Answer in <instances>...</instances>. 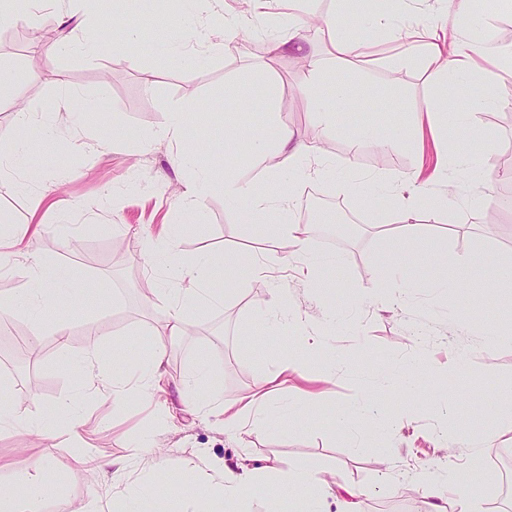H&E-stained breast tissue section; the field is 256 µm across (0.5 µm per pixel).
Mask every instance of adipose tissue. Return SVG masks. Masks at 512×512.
Returning <instances> with one entry per match:
<instances>
[{
  "instance_id": "adipose-tissue-1",
  "label": "adipose tissue",
  "mask_w": 512,
  "mask_h": 512,
  "mask_svg": "<svg viewBox=\"0 0 512 512\" xmlns=\"http://www.w3.org/2000/svg\"><path fill=\"white\" fill-rule=\"evenodd\" d=\"M305 20H297L275 30L265 42V52L273 59L292 54L303 62L305 80L300 93L309 111L314 112L321 127L335 131L336 118L343 112L356 111L357 105L350 98L347 86L335 79L333 72L307 53L304 34ZM448 33L431 32L429 41L421 45H406L398 55L399 62L422 61L437 80L439 88H446L449 78H456V93L469 96L474 92L471 78L480 70L470 49L452 48L448 45ZM328 88V95H321V88ZM277 91L272 85L264 87V110L267 118L253 127L248 135V155L261 169L260 183L242 181L236 177L238 149L234 139L224 141L223 157L199 165L192 181L183 191L186 210L192 217H200V200L205 190L219 188L224 192L225 201L235 204L249 199L250 208L242 217L249 224L253 236L274 243L277 253L288 257H311L310 232L306 227L293 223L290 216L296 208V184L307 171L321 174L327 170L326 156L321 147L295 138L286 121L279 116L276 103ZM454 101L440 97L438 106L426 107L424 120L416 121L411 144L416 150H423L425 137H432L439 154L453 153L455 145L449 141L448 116L456 112ZM420 173H413L406 180L387 181L385 195L393 203L392 211L401 225L392 236V248L381 263L383 279L397 278L409 281L421 277L426 287L447 291L457 280L468 276L471 270L484 266L482 254L473 255L467 265H459L447 250L442 249L433 236L417 232V201L426 198L425 187L420 182ZM288 183V191H280L281 183ZM23 235L14 225H0V258H8L12 269L26 280L28 288L23 299L8 296L0 299V314L10 313L18 302H25L32 316L33 330L28 338L29 345H36L43 331V321L49 311H66L77 302L89 300L92 287L85 284L73 287L74 279L70 270L46 263L30 256L20 248ZM224 271L225 284L237 281L241 268H248L254 279L268 277L265 260L248 251L228 249L218 255L207 254L196 259L178 261L174 272L182 283L180 297L172 304L164 320L167 335H185L192 311L206 308L218 301L219 296L206 288L205 282L212 269ZM101 327L90 330L89 361L78 371L77 378L86 388L110 394L116 401L161 402L168 393L169 379L163 368L165 351L154 347L147 362L137 377H130L127 370L116 366L107 370L95 367L100 347ZM303 363L300 351H289L286 360L266 371L260 379V388L240 400L224 419L228 429L240 430L260 424L274 416L280 421L303 416L315 408L320 397L314 393L301 394L296 405L282 409L279 402L285 392L283 378L296 372ZM51 462L50 451L43 453L27 468L24 481L17 495H0V512H20V502L37 504L46 494L45 475ZM423 487L434 489L437 498L431 512H447L443 501L453 497L459 512H470L474 500V486L467 473L453 475L435 468H425L419 475ZM281 483L290 496L301 505V512H322V480L313 471L289 468L283 473ZM264 483L258 470L247 465L230 469L212 465L194 477L193 481L172 492L173 497L189 505V512H233L239 503L257 496Z\"/></svg>"
}]
</instances>
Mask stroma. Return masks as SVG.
I'll list each match as a JSON object with an SVG mask.
<instances>
[{
    "label": "stroma",
    "mask_w": 512,
    "mask_h": 512,
    "mask_svg": "<svg viewBox=\"0 0 512 512\" xmlns=\"http://www.w3.org/2000/svg\"><path fill=\"white\" fill-rule=\"evenodd\" d=\"M489 2L478 15L484 44L497 52L486 65L491 81L485 92L512 95V67L503 58L512 51V7L502 0ZM175 3L152 5L161 24L143 28L130 44L112 38L113 12L102 9L99 0L83 5L47 0L40 9L39 30L0 28V79L32 77L19 96L0 98V145L31 148L37 172L27 184L19 172L0 175V218L25 228L24 251L70 267L76 279L99 290L88 306L47 318L40 349L28 359L23 375L11 359L20 352L18 338L30 331L31 316L20 305L0 320V379L14 385L0 403L28 419L53 416L58 402L68 398L82 419L77 430L60 423L49 442L20 427L0 431V454L11 463L0 470V491L17 490L22 471L48 447L52 469L40 512H94L134 495L141 486L150 487L159 512H181L162 476L172 473L189 481L204 457L229 466L243 459L251 466L310 468L319 477L357 489L359 512H427L428 499L416 477L422 468L447 466L483 476L475 494L476 512H512V496L503 497L499 482L487 477L500 463L512 462V438L487 440L482 433L470 436L461 430L470 418L492 425L512 414V341L492 345L486 335L497 311L512 308V294L485 287L480 271L445 293L398 284L380 287L387 241L376 228L390 224L391 205L381 201L369 177L378 173L400 180L418 170L430 174L434 154L421 156L401 144L383 153L369 140L353 152L343 134L344 129L381 121L392 130L408 129L416 111L436 96L435 80L422 63L400 65L389 51L407 31L448 20L445 0H409L389 27L385 53L357 75L351 74L349 61L334 56L327 38H310L311 54L335 70L337 78L353 80L358 110L339 115L337 133L323 131L296 94L302 80L298 60L271 62L265 56L267 35L284 22L278 6L256 16L247 0H223V8L240 14L244 22L215 47L202 19L178 14ZM307 4L320 24L346 31L354 41H373L378 22L371 11H363L349 26L345 0ZM92 22L98 25L102 46L98 58L74 52L48 56L53 42L78 39ZM180 35L196 49L193 66L165 50ZM258 72L282 88L278 106L297 137L323 140L335 164L334 172L305 177L297 185L299 198L315 192L328 203L313 220L318 227L313 253L348 257L346 267L336 273L335 295L322 297L302 274L304 261L297 257L285 264L270 261L282 294L278 308L270 306L266 285L253 282L249 273H242L237 290L229 293L223 271L213 270L209 286L224 293L223 302L193 312L187 333L165 341L170 381L182 380L197 358L205 357L206 402L173 390L167 406L148 408L82 388L74 366L85 360L90 322L105 328L104 360L118 350L125 368H133L165 314L162 305L145 299L146 284L179 286L172 268L146 252L144 236L156 234L163 224H184L172 246L174 256L182 258L219 253L227 246L270 251V243L254 239L216 190L204 200L200 223L186 224L182 191L194 167L170 163L186 142L201 141L211 153H222L225 121L245 128L263 120L260 88H251L244 104L224 95L229 82ZM380 96L391 101L389 112H376ZM456 104L470 115L455 135L458 152L473 165L448 164L456 195L447 223H434L426 212L420 222L442 239L458 263L478 251L490 266L510 261L512 180L499 177L498 171L512 168V103L486 108L480 99L460 98ZM19 105L36 114L37 124L17 123ZM180 109L199 113L185 129L183 142L151 139L169 113ZM46 133L56 137L55 147L37 150L36 141ZM101 138L115 140L114 149L96 148ZM340 216L351 231L324 235V228ZM62 335L67 338L63 348L58 345ZM311 336L319 337L334 356L335 373L327 379L313 369L290 382L325 391L321 406L285 426L271 422L260 430L225 432L218 399L249 395L266 368ZM420 354L436 368L425 394L388 395V371H400ZM450 395L456 400L452 414L445 408ZM360 400L378 401L382 415L391 417L385 433L333 425L334 414ZM79 430L96 453L111 458L130 455L145 438L153 441L155 453L140 463L134 485L95 472L75 476L71 468Z\"/></svg>",
    "instance_id": "obj_1"
}]
</instances>
